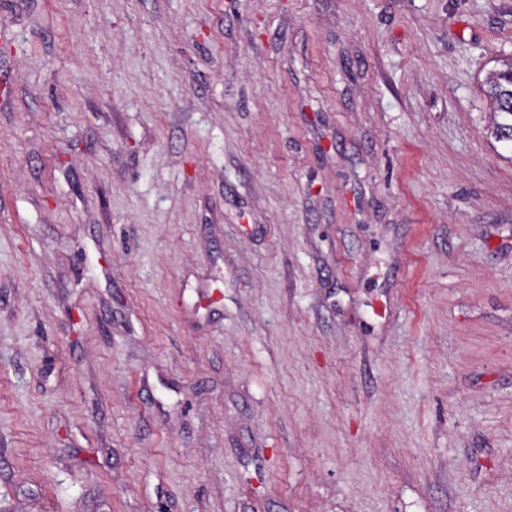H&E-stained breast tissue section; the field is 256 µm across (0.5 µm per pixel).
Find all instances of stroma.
<instances>
[{
	"label": "stroma",
	"instance_id": "obj_1",
	"mask_svg": "<svg viewBox=\"0 0 512 512\" xmlns=\"http://www.w3.org/2000/svg\"><path fill=\"white\" fill-rule=\"evenodd\" d=\"M0 512H512V0H0ZM504 68L490 73L483 84V91L492 101L490 135L496 142L512 146V60ZM485 86L487 87L485 89Z\"/></svg>",
	"mask_w": 512,
	"mask_h": 512
}]
</instances>
